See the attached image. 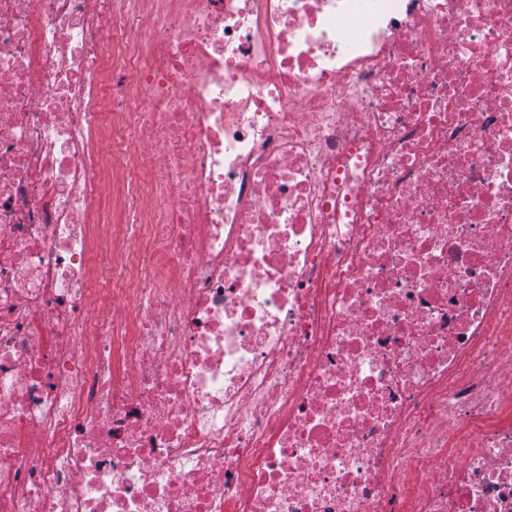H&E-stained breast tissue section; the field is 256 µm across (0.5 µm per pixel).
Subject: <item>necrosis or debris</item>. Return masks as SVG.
Wrapping results in <instances>:
<instances>
[{"label":"necrosis or debris","mask_w":512,"mask_h":512,"mask_svg":"<svg viewBox=\"0 0 512 512\" xmlns=\"http://www.w3.org/2000/svg\"><path fill=\"white\" fill-rule=\"evenodd\" d=\"M511 345L512 0H0V512H512Z\"/></svg>","instance_id":"necrosis-or-debris-1"}]
</instances>
